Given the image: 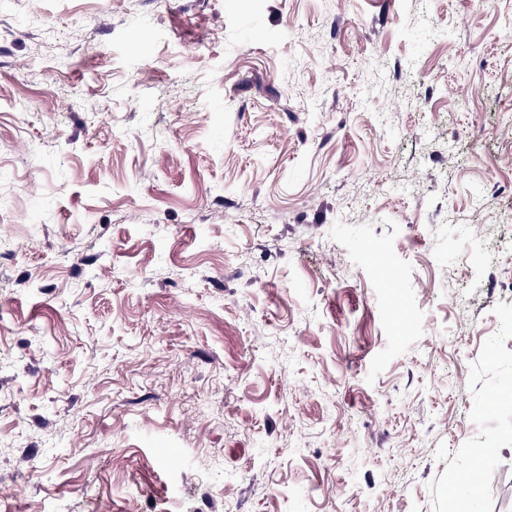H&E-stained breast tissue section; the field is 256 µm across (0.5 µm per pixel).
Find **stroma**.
Returning <instances> with one entry per match:
<instances>
[{"mask_svg":"<svg viewBox=\"0 0 512 512\" xmlns=\"http://www.w3.org/2000/svg\"><path fill=\"white\" fill-rule=\"evenodd\" d=\"M0 238V512H512V0H0Z\"/></svg>","mask_w":512,"mask_h":512,"instance_id":"35a3bbf8","label":"stroma"}]
</instances>
